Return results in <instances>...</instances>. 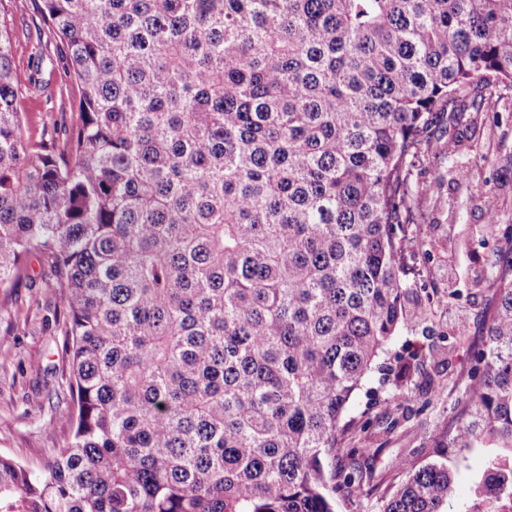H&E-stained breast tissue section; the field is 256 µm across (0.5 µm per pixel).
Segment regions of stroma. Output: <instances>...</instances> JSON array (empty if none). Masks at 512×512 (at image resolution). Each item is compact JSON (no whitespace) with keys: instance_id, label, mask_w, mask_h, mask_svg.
<instances>
[{"instance_id":"obj_1","label":"stroma","mask_w":512,"mask_h":512,"mask_svg":"<svg viewBox=\"0 0 512 512\" xmlns=\"http://www.w3.org/2000/svg\"><path fill=\"white\" fill-rule=\"evenodd\" d=\"M41 5V0L10 2L14 64L31 75L20 110L34 140L71 125L80 95L63 45L41 37ZM466 119L475 122V130L438 120L412 170L426 224L407 227L409 235L424 238L423 245L406 252L408 286L413 293L426 289L433 301L428 321L400 329L388 346V359L413 366L399 405L390 402L394 385L377 370L348 404L345 416L357 427L350 445L358 450L348 464L372 470L379 490L356 504L338 503L336 512H379L382 492L402 479L396 467L400 458L435 459L436 441L454 422L463 398L472 367L469 349L484 339L485 312L496 295L472 279L492 270L504 241L483 231L485 193L497 198L500 224L512 225V99L467 112ZM450 140L456 143L453 152H442L441 144ZM459 167L467 170V180L454 179ZM46 271L44 257L31 254L26 278L0 288V456L36 473L70 440L68 307L48 285ZM456 328L465 330L467 345L450 361L439 360L437 345Z\"/></svg>"}]
</instances>
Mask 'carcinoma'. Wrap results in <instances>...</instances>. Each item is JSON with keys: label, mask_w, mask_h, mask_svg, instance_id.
Listing matches in <instances>:
<instances>
[{"label": "carcinoma", "mask_w": 512, "mask_h": 512, "mask_svg": "<svg viewBox=\"0 0 512 512\" xmlns=\"http://www.w3.org/2000/svg\"><path fill=\"white\" fill-rule=\"evenodd\" d=\"M0 0V287L47 259L71 441L0 456V512H335L342 418L408 309L410 169L439 117L512 91V0H42L80 86L25 135ZM486 223L498 202L482 197ZM438 459L380 512H450L458 455L512 499V250Z\"/></svg>", "instance_id": "obj_1"}]
</instances>
